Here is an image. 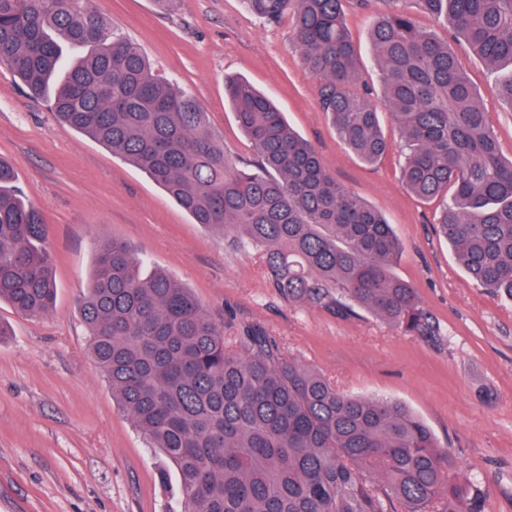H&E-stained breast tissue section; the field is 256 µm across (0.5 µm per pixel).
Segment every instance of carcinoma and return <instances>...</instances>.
Here are the masks:
<instances>
[{
	"instance_id": "cac0c4a2",
	"label": "carcinoma",
	"mask_w": 512,
	"mask_h": 512,
	"mask_svg": "<svg viewBox=\"0 0 512 512\" xmlns=\"http://www.w3.org/2000/svg\"><path fill=\"white\" fill-rule=\"evenodd\" d=\"M292 19L318 103L344 145L374 164L394 147L402 182L441 200L439 233L481 287L512 298V159L448 41L416 13L444 17L489 67H512V0H382L370 30L382 130L361 79L345 0H246ZM74 130L112 150L229 246L262 253L290 302L343 318L366 311L411 336L436 335L395 277L401 245L381 213L341 185L315 148L249 82L224 80L258 155L235 163L192 94L87 0H0V64ZM43 219L0 159V300L44 315L56 294ZM126 243L99 241L81 305L88 348L119 405L177 477L180 512H477L454 460L398 402L353 396L289 360L263 329L224 333L193 293Z\"/></svg>"
}]
</instances>
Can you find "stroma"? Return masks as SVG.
<instances>
[{"label":"stroma","instance_id":"obj_1","mask_svg":"<svg viewBox=\"0 0 512 512\" xmlns=\"http://www.w3.org/2000/svg\"><path fill=\"white\" fill-rule=\"evenodd\" d=\"M176 78L207 114L237 162L256 158L224 94L239 77L270 96L326 169L392 225L402 250L393 273L415 288L437 329L409 336L369 313L343 319L271 288L259 253L229 248L222 234L193 223L158 185L111 150L59 121L0 65V159L45 222L54 260L52 309L29 317L0 301V512H169L154 451L137 433L87 352L82 300L97 241L123 240L149 268L165 270L217 320L255 325L284 354L356 396L405 405L423 420L472 485L481 512H512V300L481 288L434 230L437 202L409 194L403 157L368 165L350 152L321 111L317 81L292 41L289 19L269 23L245 0H179L166 13L154 0H88ZM381 0L347 8L362 80L378 86L369 32ZM420 26L449 40L479 92L499 150L512 157V106L501 77L452 37L445 19Z\"/></svg>","mask_w":512,"mask_h":512}]
</instances>
